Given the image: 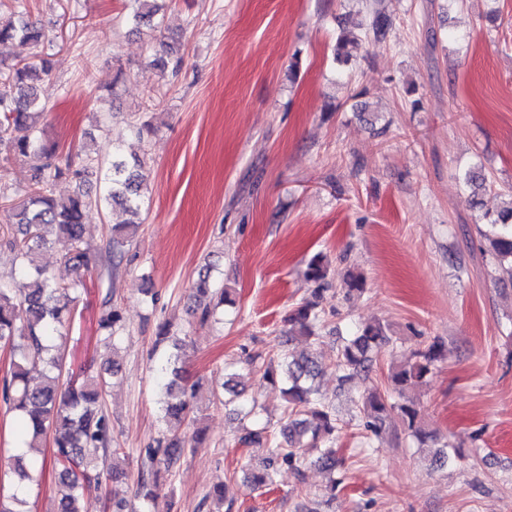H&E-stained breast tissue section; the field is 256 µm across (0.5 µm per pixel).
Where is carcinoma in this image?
I'll list each match as a JSON object with an SVG mask.
<instances>
[{
  "mask_svg": "<svg viewBox=\"0 0 512 512\" xmlns=\"http://www.w3.org/2000/svg\"><path fill=\"white\" fill-rule=\"evenodd\" d=\"M135 8L129 20L137 27L149 25L157 16L155 0H131ZM393 21L378 5L370 7L358 31L344 26L336 35L335 58L350 57L351 50L359 49L369 41L386 37ZM21 42L53 46V38L23 12L11 14L0 21V42ZM51 54L46 53L32 62L9 61L0 58V147L10 153L34 162V183L26 189H16L8 196V187H0V199L10 202L8 223L15 232L0 236V251L13 255L18 268L7 276H0V346L9 350L10 377L0 387V399L13 413L19 427V441L25 453L17 454L10 472L0 478V501L10 497L22 506V489L34 479L36 470L51 466L57 476L58 493L55 512H79L78 501L83 495L88 469L98 461L119 454L112 447V421L100 408V400L107 387L106 374L117 373V363L106 359L102 374L79 379L74 372L65 371L63 356L55 351L59 328L70 322L74 314L75 298L70 292L83 284L56 281L40 256L50 244V233L67 240L69 251L65 262L75 270L89 269V255L84 241V216L92 205L87 184L93 170L100 165L103 174V199L110 205L125 209L130 221L112 228L108 242L111 256L121 258L135 236L142 219V189L145 182L141 161L128 162L118 153L101 161L86 158V164L75 167L69 158L59 153L58 144L44 133L40 117L42 85L52 79ZM69 179L75 183L74 194L57 197L53 194L56 182ZM485 228L480 236L488 242L487 252L499 264L512 271V206L496 216L484 215ZM306 278L316 285L312 298L299 304L285 319L288 332L306 339L317 336L323 322V311L318 298L326 290L328 264L321 254L313 255L306 263ZM194 311L200 321L206 322L216 305H235L228 289L211 280L210 274L194 283ZM121 315L116 309L106 311L98 321L104 331L99 342L105 347H117ZM171 342L172 352L159 365L157 381L164 391L161 421L169 433L156 440V446L146 449L148 474L137 480L146 508H156L159 499L157 476L170 471L179 461L187 445L186 433L181 427L191 420L193 389L181 383L179 361L186 346L183 339L170 336L168 323L158 325L155 344ZM392 343L388 328L381 322L362 325L357 333L346 339L338 351L336 369L342 381L370 369L373 354ZM445 346L432 341L425 349L414 353L404 363L391 368L389 378L394 388L402 391L419 386L431 372L432 366L444 357ZM42 366L41 380L31 377V367ZM323 365L312 357L282 354L281 371L268 366L262 380L272 386H281L286 404L285 419L279 429H248L241 437L246 444L267 447L268 457L261 467L245 470L243 485L259 491L273 484L279 467L285 466L303 478L302 466L307 451L316 452L314 462L323 469L336 470L337 419L332 409L316 397L315 380ZM366 427L378 434L392 417H397L403 431L420 446L433 439L421 424L420 410L412 402L390 403L375 391L364 399ZM52 437L50 457L37 459L33 454L46 446Z\"/></svg>",
  "mask_w": 512,
  "mask_h": 512,
  "instance_id": "cac0c4a2",
  "label": "carcinoma"
}]
</instances>
